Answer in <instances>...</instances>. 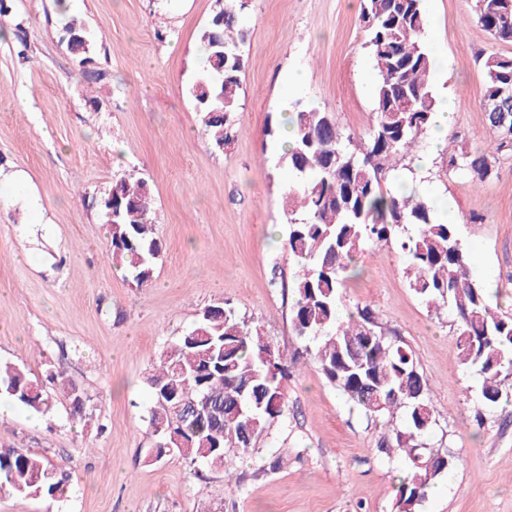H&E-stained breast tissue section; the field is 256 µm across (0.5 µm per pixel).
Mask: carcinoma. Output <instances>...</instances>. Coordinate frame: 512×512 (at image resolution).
Masks as SVG:
<instances>
[{"label":"carcinoma","mask_w":512,"mask_h":512,"mask_svg":"<svg viewBox=\"0 0 512 512\" xmlns=\"http://www.w3.org/2000/svg\"><path fill=\"white\" fill-rule=\"evenodd\" d=\"M474 11L496 41L512 45V0H475ZM243 12L242 0H222L214 16L224 22L211 19L202 33L205 65L192 95L201 131L214 144L233 140L244 68ZM361 22L378 72L373 128L365 137L344 138L332 113L299 108L297 135L288 149L285 249L300 263L291 284L290 317L305 345L287 356L230 302L203 309L196 326L162 351L148 378L154 401L149 423L158 440L145 459L154 462L174 452L222 469L231 479L233 456L248 454L273 423L287 418L288 377L299 361L311 360L368 419L387 421L388 434L377 451L402 458L399 512H419L451 461L427 447L437 420L429 380L411 349L368 306L340 319L342 290L357 257L368 243H397L408 260L410 288L428 306L450 311L459 365L475 374L479 425L484 410L512 396V316L495 311L485 288L471 277L457 225L441 219L427 197L399 195L389 187L397 157L412 152L434 124L423 0H362ZM481 66L487 103L512 85V56H489ZM216 107L223 115H211ZM485 116L497 136L493 148L448 155V169L479 182L492 176L497 154L512 151V113ZM111 192L112 204L122 209L120 223L109 225L112 260L143 287L161 253L151 193L132 176L112 180ZM51 379L71 399L73 415L85 419L82 393L59 374ZM0 395L36 411L51 406V393L12 364H0ZM399 411L405 417L396 425ZM67 482L65 472L24 447L0 448V492L57 498Z\"/></svg>","instance_id":"obj_1"}]
</instances>
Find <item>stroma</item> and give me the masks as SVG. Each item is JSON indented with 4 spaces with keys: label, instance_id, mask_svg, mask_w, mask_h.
Returning <instances> with one entry per match:
<instances>
[{
    "label": "stroma",
    "instance_id": "obj_1",
    "mask_svg": "<svg viewBox=\"0 0 512 512\" xmlns=\"http://www.w3.org/2000/svg\"><path fill=\"white\" fill-rule=\"evenodd\" d=\"M216 0H5L0 13V361L45 390L49 373L71 380L90 419L56 396L36 412L9 403L0 448L25 446L69 475L66 495L0 493V512H397L399 460L377 454L385 423L352 409L314 364L288 382V418L238 458L237 484L171 454L144 462L156 437L147 379L168 343L206 307L231 302L285 353L292 330L288 285L297 270L284 248L288 160L279 146L294 105L333 113L342 133L364 135L374 102L360 81L373 61L360 0H250L246 66L234 138L216 148L200 131L192 96L205 62L201 32ZM90 38L86 54L64 39L69 17ZM432 24L447 58L432 72L453 123L443 151L422 141L410 160L418 193L455 215L493 308L512 315V153L482 183L449 171V154L491 148L480 58L512 55L477 22L474 0H434ZM303 85L287 91L283 76ZM121 176L144 179L162 243L140 287L112 263L102 200ZM340 307L370 306L411 348L429 380L437 425L428 439L452 466L421 512H512V403L487 410L458 363L448 312L409 287L397 244L366 245ZM279 448H300L274 473Z\"/></svg>",
    "mask_w": 512,
    "mask_h": 512
}]
</instances>
